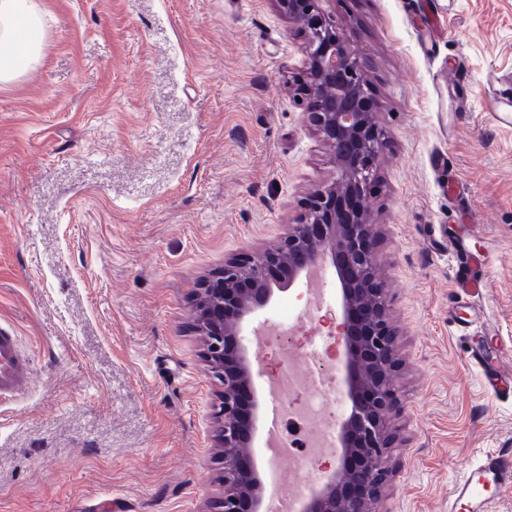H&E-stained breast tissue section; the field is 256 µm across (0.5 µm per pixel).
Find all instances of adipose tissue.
Returning <instances> with one entry per match:
<instances>
[{"label":"adipose tissue","instance_id":"obj_1","mask_svg":"<svg viewBox=\"0 0 512 512\" xmlns=\"http://www.w3.org/2000/svg\"><path fill=\"white\" fill-rule=\"evenodd\" d=\"M42 40V17L29 0H0V83L24 73L38 58Z\"/></svg>","mask_w":512,"mask_h":512}]
</instances>
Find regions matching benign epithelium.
Returning <instances> with one entry per match:
<instances>
[{"label": "benign epithelium", "mask_w": 512, "mask_h": 512, "mask_svg": "<svg viewBox=\"0 0 512 512\" xmlns=\"http://www.w3.org/2000/svg\"><path fill=\"white\" fill-rule=\"evenodd\" d=\"M280 10L304 23L306 80L298 88L305 116L334 147L336 178L308 200L301 221L257 257L224 262V287L214 289L204 317L215 319L207 336V361L224 380L223 512H264V484L250 455L262 400L253 383V363L260 362L256 339L262 330L252 316L266 307L284 286L266 278L268 265H292L288 286L333 267L340 279L345 369L367 373L369 403L355 410L360 444L339 443L342 470L327 473L311 491L303 512H374L384 478L383 456L388 445L387 417L398 408L388 385L392 366V334L385 319V289L375 276L376 254L372 220L366 207L383 139L366 110L367 78L351 37L336 29L318 6L319 0H276ZM249 279L244 296L234 284ZM237 310L232 326L224 327V307Z\"/></svg>", "instance_id": "7a95c632"}]
</instances>
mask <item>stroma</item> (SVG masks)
<instances>
[{"instance_id": "stroma-1", "label": "stroma", "mask_w": 512, "mask_h": 512, "mask_svg": "<svg viewBox=\"0 0 512 512\" xmlns=\"http://www.w3.org/2000/svg\"><path fill=\"white\" fill-rule=\"evenodd\" d=\"M39 62L0 84V326L32 363L0 403V512H222L224 382L192 299L263 251L336 175L294 79L305 33L276 0H32ZM352 36L385 139L369 204L394 331L376 512H448L481 453L512 452V399L486 394L449 323L446 233L492 256L484 314L512 368V0H322ZM305 290L257 322L281 331ZM266 501L291 473L255 445Z\"/></svg>"}]
</instances>
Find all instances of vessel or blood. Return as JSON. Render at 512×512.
Returning a JSON list of instances; mask_svg holds the SVG:
<instances>
[{"instance_id": "obj_1", "label": "vessel or blood", "mask_w": 512, "mask_h": 512, "mask_svg": "<svg viewBox=\"0 0 512 512\" xmlns=\"http://www.w3.org/2000/svg\"><path fill=\"white\" fill-rule=\"evenodd\" d=\"M448 256L454 266L459 301L480 309L489 286L488 258L474 250L467 238L450 237ZM498 338L491 326H481L467 349V363L482 378L485 391L495 397L512 395V371L496 361ZM28 361L14 334L0 328V400L22 394L27 386ZM512 485V462L495 452L482 454L452 487L448 512H494L498 491Z\"/></svg>"}]
</instances>
